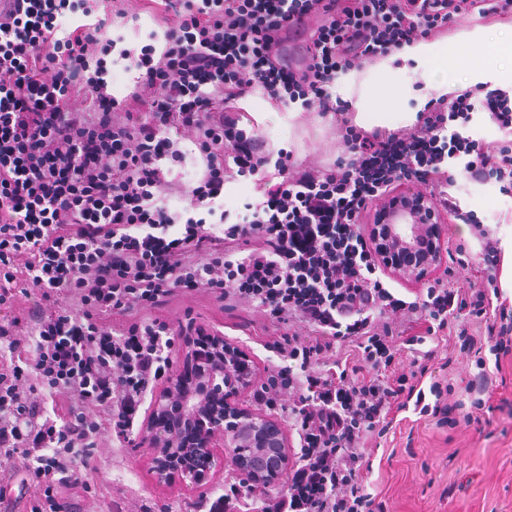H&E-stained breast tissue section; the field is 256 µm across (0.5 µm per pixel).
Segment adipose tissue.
Listing matches in <instances>:
<instances>
[{
	"label": "adipose tissue",
	"instance_id": "ef3b65f1",
	"mask_svg": "<svg viewBox=\"0 0 512 512\" xmlns=\"http://www.w3.org/2000/svg\"><path fill=\"white\" fill-rule=\"evenodd\" d=\"M399 58L414 60L415 68L410 70L393 69L389 62L375 63L362 71L349 74L345 83L347 97L355 108L354 121L357 125L372 130L375 128L395 129L402 125L412 127L417 120L416 113H404L401 119H394L392 112L369 95V86L376 75H386L389 81L390 93H398L410 88L412 84H420V103L438 100L459 93L460 83L439 79V71L448 68L465 67L466 61L459 54L455 45L444 41H418L403 45L399 48Z\"/></svg>",
	"mask_w": 512,
	"mask_h": 512
}]
</instances>
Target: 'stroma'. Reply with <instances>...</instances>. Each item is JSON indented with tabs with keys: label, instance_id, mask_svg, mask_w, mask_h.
Wrapping results in <instances>:
<instances>
[{
	"label": "stroma",
	"instance_id": "obj_1",
	"mask_svg": "<svg viewBox=\"0 0 512 512\" xmlns=\"http://www.w3.org/2000/svg\"><path fill=\"white\" fill-rule=\"evenodd\" d=\"M478 25L486 33L480 44L486 55L496 40L512 35V21L483 22L474 14L458 17L447 39L460 53L469 54L467 34ZM240 105L261 134L274 147L291 150L295 161L326 164L344 150L331 119L317 112L292 117L258 94ZM462 165L459 159L449 161V174L458 178ZM450 192L462 210L475 211L490 230H497L512 213V191L501 190L497 182L475 185L458 178ZM159 314L174 327L190 314L197 323L221 332L225 341L244 350L255 374L276 360L269 344L277 339L280 325L244 307L186 297ZM108 446L109 453L96 462L91 491H63L61 503L89 505L95 512H183L190 494L155 484L150 448L136 440H112ZM366 453L370 465L364 483L368 492L382 493L386 512H512V419L505 414L494 413L478 429L462 424L448 430L414 410H401L386 436L369 437ZM32 497L24 468L0 463V512H28Z\"/></svg>",
	"mask_w": 512,
	"mask_h": 512
}]
</instances>
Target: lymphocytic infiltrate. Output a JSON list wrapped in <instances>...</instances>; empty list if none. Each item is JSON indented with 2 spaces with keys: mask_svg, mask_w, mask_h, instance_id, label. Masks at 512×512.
<instances>
[{
  "mask_svg": "<svg viewBox=\"0 0 512 512\" xmlns=\"http://www.w3.org/2000/svg\"><path fill=\"white\" fill-rule=\"evenodd\" d=\"M161 31L140 49L107 37L121 9L95 13L90 0H0V458L22 459L34 479L30 512H57L59 488L88 489L100 439L129 441L148 389L165 377L175 339L190 353L181 376L194 383L217 356L211 332L188 322L136 318L174 298L205 293L244 300L281 324L252 399L275 410L295 396L299 461L285 499L261 512H384L361 478L368 432H387L393 409L415 406L438 424L481 425L484 413L512 412L488 386L484 353L512 357V299L498 282L501 253L473 212L462 211L446 165L466 156L465 178L512 188V95L475 85L429 102L410 132L354 124L330 87L341 68L388 56L402 44L448 34L456 17L512 16V0H163ZM79 13L85 24L61 31ZM309 38L300 59L285 46ZM136 76L124 110L108 90V58ZM261 93L276 106L333 115L346 155L303 166L272 149L238 102ZM126 99V100H127ZM487 112L504 137L479 142L453 122ZM198 154L186 188L191 212L177 224L160 196L163 161ZM251 176L262 191L252 219L216 233L224 182ZM450 220L472 227L481 261L467 286L431 285L409 301L378 275L358 225L370 203L422 184ZM39 296L13 312L16 280ZM74 297L81 313L65 304ZM425 313L427 334L474 356V399L461 411L453 382H426L437 349L426 336L402 338L396 314ZM419 346L411 369L398 341ZM67 394L62 414L48 395Z\"/></svg>",
  "mask_w": 512,
  "mask_h": 512,
  "instance_id": "lymphocytic-infiltrate-1",
  "label": "lymphocytic infiltrate"
}]
</instances>
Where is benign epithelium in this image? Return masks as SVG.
I'll list each match as a JSON object with an SVG mask.
<instances>
[{"label": "benign epithelium", "instance_id": "7a95c632", "mask_svg": "<svg viewBox=\"0 0 512 512\" xmlns=\"http://www.w3.org/2000/svg\"><path fill=\"white\" fill-rule=\"evenodd\" d=\"M427 211L434 213L436 207L425 195L417 198L414 207L384 198L378 209L379 224L370 225L368 230L360 225V232H368L369 243L383 266L408 281L425 279L440 264V240L445 230L425 218ZM420 249L426 251V256L417 266L391 261L394 254H410ZM213 341L222 362L204 374L203 387L224 389V413L201 418V393L186 390L179 381L178 371L169 370L163 387L152 395L149 415L139 433L140 442L155 449L151 466L153 479L160 486L197 491L209 484L215 472L230 465L247 483L273 487L288 470L283 432L274 421L240 407L235 401L236 396L254 383L253 368L241 363L243 351L225 342L222 334H216ZM174 400L179 402L184 415L198 424L199 440L195 451L203 459L204 466L200 468L179 470L172 464L183 449L179 448L177 439L166 435L158 424V417ZM238 448H252L255 456H239Z\"/></svg>", "mask_w": 512, "mask_h": 512}]
</instances>
